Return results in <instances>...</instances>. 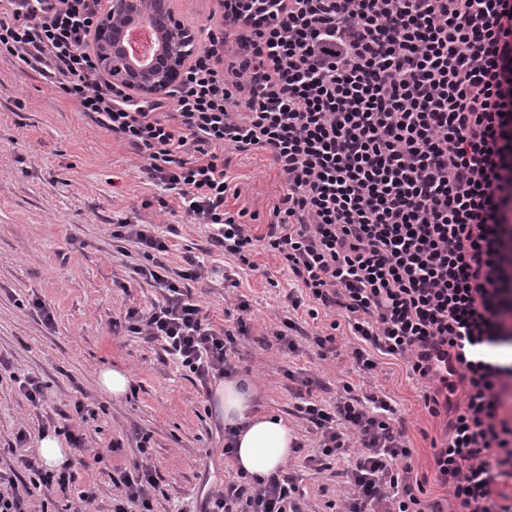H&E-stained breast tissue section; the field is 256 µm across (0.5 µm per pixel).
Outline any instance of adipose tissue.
Masks as SVG:
<instances>
[{"instance_id":"ef3b65f1","label":"adipose tissue","mask_w":512,"mask_h":512,"mask_svg":"<svg viewBox=\"0 0 512 512\" xmlns=\"http://www.w3.org/2000/svg\"><path fill=\"white\" fill-rule=\"evenodd\" d=\"M255 390L228 378L213 392V405L225 424L239 427L234 465L239 472L258 479L282 468L291 456L294 436L283 418L251 411Z\"/></svg>"}]
</instances>
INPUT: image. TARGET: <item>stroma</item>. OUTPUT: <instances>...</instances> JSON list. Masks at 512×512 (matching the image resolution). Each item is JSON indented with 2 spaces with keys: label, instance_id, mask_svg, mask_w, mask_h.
<instances>
[{
  "label": "stroma",
  "instance_id": "obj_1",
  "mask_svg": "<svg viewBox=\"0 0 512 512\" xmlns=\"http://www.w3.org/2000/svg\"><path fill=\"white\" fill-rule=\"evenodd\" d=\"M230 160L229 174L241 195L227 198L226 205L255 213L251 232L264 235L283 178L267 152L234 154ZM159 193L124 142L96 127L42 76L0 56V355L11 362L10 371L0 372V448L13 445L23 428L28 447L38 450V417L63 422L80 402L89 411L85 447L68 458L77 487L98 489L91 512H112L118 493L113 479L138 458L134 435L141 430L152 436L155 512H197L211 489L237 478L233 462L222 455L224 419L199 384L159 342L112 332L128 308L146 310L163 299L161 289L130 278L126 257L112 246V224L125 219L157 225L170 245L172 265L190 252L216 267V274L193 288L214 327H223L231 304L249 303L247 333L239 337L232 362L255 388V412L282 416L304 444L287 466L300 475L310 512H325L340 487L333 471L318 473L304 462L315 452L314 438L295 412L291 371L318 377L323 386L314 396L328 403L347 383L359 395H387L405 424L415 471L427 479V499L445 500L431 446L441 439L445 423L427 413L422 382L402 361L387 356L379 357L371 372L355 371L352 351L358 341L344 325L336 332L335 357L320 360L311 338L335 313L314 319L303 308L289 312L287 295L297 283L278 258L257 250L251 271L207 253L205 228L190 223L180 209L159 212L152 204ZM229 278L236 287L226 286ZM36 299L53 310L52 327L31 308ZM288 314L303 331L296 339L298 352L290 354L270 334L275 319ZM108 367L129 373L130 387L117 401L98 383V371ZM23 373L45 384L41 408L32 407L13 382V375ZM117 439L123 446L109 465L96 463L97 454Z\"/></svg>",
  "mask_w": 512,
  "mask_h": 512
}]
</instances>
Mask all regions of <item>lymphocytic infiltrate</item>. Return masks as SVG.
<instances>
[{
  "label": "lymphocytic infiltrate",
  "instance_id": "lymphocytic-infiltrate-1",
  "mask_svg": "<svg viewBox=\"0 0 512 512\" xmlns=\"http://www.w3.org/2000/svg\"><path fill=\"white\" fill-rule=\"evenodd\" d=\"M166 99L141 102L99 73L90 39L102 0H0V55L49 79L143 163L164 194L208 230L211 250L254 268L273 253L303 290L292 309L335 310L359 342L355 366L403 360L427 381L424 406L447 418L434 444L445 502L425 498L405 428L386 396L344 385L335 403L295 411L317 438L306 463L344 460L335 512H512V361L477 359L512 347V0H222ZM176 115L179 125L167 122ZM270 153L285 178L263 236L231 210L226 152ZM135 245L134 278L163 289L130 308L125 332L160 342L202 388L232 376L246 301L216 330L190 289L208 276L154 225L114 223ZM120 471L112 512H154V471ZM26 479L0 473V512H31L34 491L92 503L70 465L20 454ZM199 512H307L297 475L277 471L211 491Z\"/></svg>",
  "mask_w": 512,
  "mask_h": 512
}]
</instances>
